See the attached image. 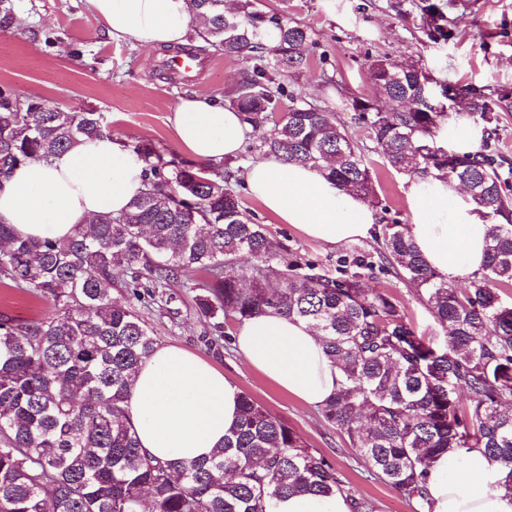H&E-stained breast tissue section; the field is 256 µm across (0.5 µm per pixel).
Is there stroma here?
<instances>
[{"label":"stroma","mask_w":512,"mask_h":512,"mask_svg":"<svg viewBox=\"0 0 512 512\" xmlns=\"http://www.w3.org/2000/svg\"><path fill=\"white\" fill-rule=\"evenodd\" d=\"M261 7L312 29L310 67L287 85L334 109L363 148L372 164L375 224L408 225L414 213L406 196L407 176L384 164L350 105L351 97L375 93L368 75L372 60L384 55L395 61L414 59L440 81L512 91V0H446L449 35L444 39L424 32L412 0H261ZM164 58V51L112 38L87 0H0V85L65 112L103 113L113 139L148 142L166 157L182 161L186 154L171 123L179 99L195 94L223 98L248 63L209 48L201 56L199 74L178 80L162 69ZM328 75L333 84L325 83ZM233 188L244 208L265 224L282 263H311L318 273L333 277L343 260L372 256L379 248L374 237L334 247L321 244L279 223L247 193L243 182H234ZM361 286L391 294L420 332L444 341L445 331L426 295L393 269L363 270ZM168 293L170 302L137 309L159 343L194 352L223 370L242 392L334 464L353 495L370 503L372 512H416L415 502L369 477L359 452L318 410L302 406L246 365L230 340L236 321L225 319L223 332H215L211 321L198 315L196 292L188 281L171 284ZM54 312L50 298L0 277V315L27 322Z\"/></svg>","instance_id":"1"}]
</instances>
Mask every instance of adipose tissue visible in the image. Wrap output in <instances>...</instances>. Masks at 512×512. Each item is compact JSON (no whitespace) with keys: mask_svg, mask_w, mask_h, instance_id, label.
<instances>
[{"mask_svg":"<svg viewBox=\"0 0 512 512\" xmlns=\"http://www.w3.org/2000/svg\"><path fill=\"white\" fill-rule=\"evenodd\" d=\"M116 39L152 47L187 44L189 0H89ZM180 147L206 163L237 156L250 132L242 115L214 100H179L172 119ZM144 163L123 143L85 140L51 162L31 161L0 178V223L27 238L66 241L100 214H120L146 189ZM249 193L280 223L329 246L371 237L373 213L359 196L332 185L316 169L261 158L245 170ZM415 212L407 234L446 281L480 273L489 225L458 187L433 177L409 180ZM233 345L246 363L301 403L319 407L335 396L342 373L323 353L318 332L273 309L239 323ZM241 391L223 371L186 349L156 346L130 392L139 444L150 456L189 463L209 456L239 416ZM497 463L482 452H448L429 469L431 512H512V496L497 490ZM272 512H352L344 495H297Z\"/></svg>","mask_w":512,"mask_h":512,"instance_id":"1","label":"adipose tissue"}]
</instances>
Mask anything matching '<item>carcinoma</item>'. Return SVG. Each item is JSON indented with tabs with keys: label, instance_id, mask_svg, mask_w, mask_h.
Instances as JSON below:
<instances>
[{
	"label": "carcinoma",
	"instance_id": "cac0c4a2",
	"mask_svg": "<svg viewBox=\"0 0 512 512\" xmlns=\"http://www.w3.org/2000/svg\"><path fill=\"white\" fill-rule=\"evenodd\" d=\"M427 26L446 35L448 17L433 0H415ZM203 42L250 62L228 96L258 135L255 150L283 164L306 163L333 184L370 202V160L336 122V111L288 90L285 78L309 67L313 32L258 7V0H191ZM374 98H352L370 139L392 169L465 185L491 224L481 276L453 288L423 260L404 225H382L377 258L395 268L432 305L450 331L442 345L418 334L397 299L361 288V269L339 280L290 273L230 188L233 159L209 172L165 159L156 146H131L146 168L147 190L129 209L101 214L66 242L20 236L0 224V276L47 296L45 319L0 318V512H269L288 495L336 493L353 512L356 499L335 466L249 394L240 415L209 458L185 465L140 448L128 410L130 390L157 340L130 305L112 297L121 277L138 301L189 273L200 313L224 328L271 308L320 333L343 381L320 407L347 436L372 475L425 508L428 469L439 455L480 449L505 473L512 495V167L483 150L450 152L438 140L452 86L416 62L387 56L370 64ZM473 121L490 125L512 112V95L469 84ZM112 137L97 112H57L0 86V175L32 160H49L83 140ZM253 260L241 264L243 256Z\"/></svg>",
	"mask_w": 512,
	"mask_h": 512
}]
</instances>
